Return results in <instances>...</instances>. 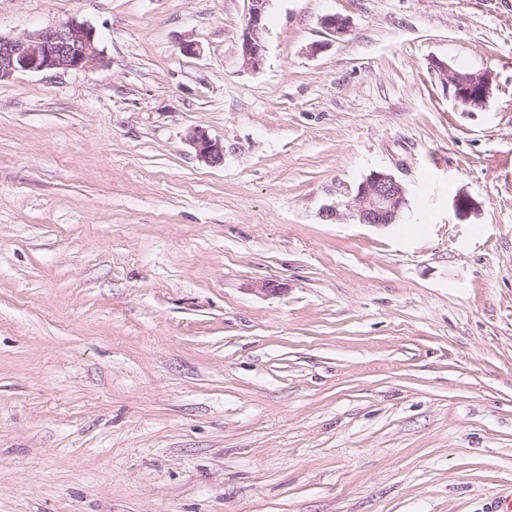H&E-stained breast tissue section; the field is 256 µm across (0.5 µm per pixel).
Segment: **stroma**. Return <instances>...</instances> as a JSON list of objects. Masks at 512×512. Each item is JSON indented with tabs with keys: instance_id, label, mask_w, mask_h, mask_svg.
<instances>
[{
	"instance_id": "obj_1",
	"label": "stroma",
	"mask_w": 512,
	"mask_h": 512,
	"mask_svg": "<svg viewBox=\"0 0 512 512\" xmlns=\"http://www.w3.org/2000/svg\"><path fill=\"white\" fill-rule=\"evenodd\" d=\"M248 7L0 0V35L101 53L0 83V512H497L512 0H272L255 71ZM375 169L398 223H325ZM250 6L236 51V63L243 70H257L264 60L266 12L271 0H250ZM433 69L444 76V83L451 90L454 100L465 110L485 108L491 97V80L488 75L449 70L441 61L433 63ZM187 141L200 160L211 165L223 164L226 149L222 140L211 137L201 128H194L188 133Z\"/></svg>"
}]
</instances>
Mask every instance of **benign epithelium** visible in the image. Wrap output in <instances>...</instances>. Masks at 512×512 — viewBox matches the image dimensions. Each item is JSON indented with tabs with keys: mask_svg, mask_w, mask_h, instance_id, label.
Here are the masks:
<instances>
[{
	"mask_svg": "<svg viewBox=\"0 0 512 512\" xmlns=\"http://www.w3.org/2000/svg\"><path fill=\"white\" fill-rule=\"evenodd\" d=\"M271 0H250V6L236 51V63L244 70H257L264 60L266 12ZM321 26L341 36L350 26L349 18L328 14ZM100 60L96 31L76 19L45 27L22 37L0 35V82L20 72H67L89 67ZM433 69L444 76L454 100L465 110L485 108L491 97V80L484 74L448 69L441 61ZM187 141L196 156L211 165L224 163V141L211 137L201 128L192 129ZM407 190L397 177L386 170L371 171L356 187L350 199L324 205L322 220L338 224L352 219L359 224L389 226L396 223L406 205Z\"/></svg>",
	"mask_w": 512,
	"mask_h": 512,
	"instance_id": "benign-epithelium-1",
	"label": "benign epithelium"
}]
</instances>
